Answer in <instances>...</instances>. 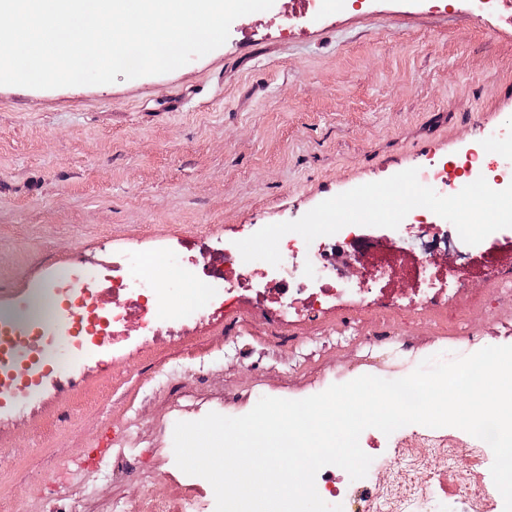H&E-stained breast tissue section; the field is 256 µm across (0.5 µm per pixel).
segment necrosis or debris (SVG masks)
<instances>
[{
	"label": "necrosis or debris",
	"mask_w": 512,
	"mask_h": 512,
	"mask_svg": "<svg viewBox=\"0 0 512 512\" xmlns=\"http://www.w3.org/2000/svg\"><path fill=\"white\" fill-rule=\"evenodd\" d=\"M458 166L460 172L454 176L447 164H424L418 180L441 196L455 195L480 177L490 184L512 183V154L507 152L492 163L475 144ZM409 221L432 230L419 248L387 246L359 234L350 241L335 235L309 243L284 239L276 266L244 261L232 243L201 242L196 246L203 260L199 279L209 292V312L222 314L229 300L244 298L260 307L269 321L313 322L344 298L354 310L374 313L377 323L366 341L379 347L396 337L384 322L393 308L452 314L464 303L480 306L485 299L476 286L483 282L495 285L497 297L512 298V239L466 244L460 235L436 228L435 214L429 210L411 213ZM347 244L354 250L351 261L358 267V278L344 288L325 271L335 265ZM451 251L462 254L463 263H441V256ZM185 261L179 248H172L168 264L156 271L137 252L113 253L105 292L100 279L82 273L56 278L52 293L41 302L35 326L16 329L18 342L11 356L27 362L33 371L52 345L85 358L108 350L134 352L159 336L162 327L200 319L193 305H166L157 288L161 274L178 277ZM375 271L391 282L399 280V287L372 288L370 275ZM450 280L456 282V292L448 291ZM367 446L373 472L382 470V478H374L372 472L354 481L336 466L323 467L316 476V489L326 503L341 502L344 512H434L447 499L453 512H504L503 498L495 494L488 475L493 452L466 431L405 426L384 438L369 437ZM462 456L468 460L464 468L458 465ZM141 512H208V503L197 487L187 484L175 499L143 491Z\"/></svg>",
	"instance_id": "necrosis-or-debris-1"
}]
</instances>
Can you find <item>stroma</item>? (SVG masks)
<instances>
[{"instance_id":"obj_1","label":"stroma","mask_w":512,"mask_h":512,"mask_svg":"<svg viewBox=\"0 0 512 512\" xmlns=\"http://www.w3.org/2000/svg\"><path fill=\"white\" fill-rule=\"evenodd\" d=\"M463 0H290L234 20L227 41L165 74L54 89L0 85V319L52 267L116 248L161 263L183 238L249 237L322 201L473 143L497 157L512 128V26ZM401 341L365 345L364 321L330 313L271 328L239 305L171 329L140 352L82 361L76 383H46L0 408V512H132L141 486L174 495L180 421L249 413L363 375L405 377L444 350L472 352L444 314L395 315ZM137 449L79 467L101 437Z\"/></svg>"}]
</instances>
